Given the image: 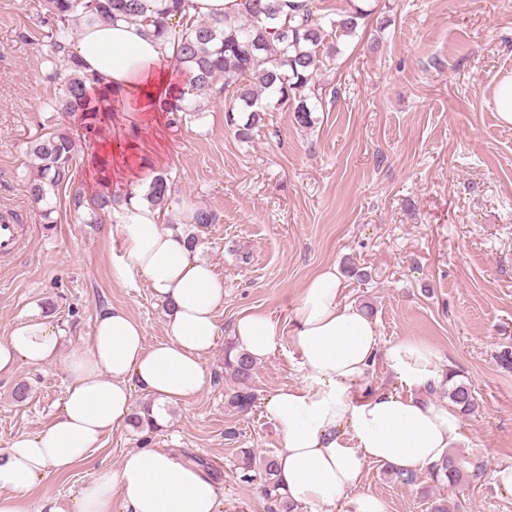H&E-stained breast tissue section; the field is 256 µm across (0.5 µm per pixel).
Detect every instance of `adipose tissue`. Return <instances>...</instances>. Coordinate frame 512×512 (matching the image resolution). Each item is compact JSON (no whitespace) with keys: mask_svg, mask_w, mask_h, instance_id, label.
I'll use <instances>...</instances> for the list:
<instances>
[{"mask_svg":"<svg viewBox=\"0 0 512 512\" xmlns=\"http://www.w3.org/2000/svg\"><path fill=\"white\" fill-rule=\"evenodd\" d=\"M73 52L86 71L126 100L129 111H145L149 101L175 89L174 49L148 36L144 24L82 26ZM130 189L115 275L146 279L168 305L166 338L146 346L141 324L125 310L111 307L98 314L86 350L65 361L59 415L40 433L0 448V512H26L23 494L46 474L85 463L105 434L127 425L133 388L161 402L182 403L205 385L200 357L219 333L224 285L201 259L199 246L162 229L160 210L142 198L144 184L131 183ZM341 286L335 267H326L306 285L293 327L245 311L235 319L233 334L239 349L258 362L273 353L279 336L290 335L306 370L300 385L277 390L266 401L284 440L277 460L289 497L306 506L340 503L344 512H386L382 500L362 489L365 465L422 471L459 440L460 418L452 408L412 396L443 377L434 351L410 340L382 346L374 322L357 307L340 304ZM61 339L49 316L34 308L0 344V376L12 374L21 361L54 362ZM381 356L401 392L359 393ZM116 491L126 512H216L218 504L216 484L195 464L143 448L128 453L118 468H98L77 492L71 512H112Z\"/></svg>","mask_w":512,"mask_h":512,"instance_id":"obj_1","label":"adipose tissue"}]
</instances>
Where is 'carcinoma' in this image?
I'll use <instances>...</instances> for the list:
<instances>
[{
  "label": "carcinoma",
  "instance_id": "cac0c4a2",
  "mask_svg": "<svg viewBox=\"0 0 512 512\" xmlns=\"http://www.w3.org/2000/svg\"><path fill=\"white\" fill-rule=\"evenodd\" d=\"M189 0H46L50 30L43 60L49 76L59 85L58 95L46 102L54 111L73 115L77 128L57 129L30 141V154L37 160V173L27 182V193L36 205L72 182L77 166L78 144L88 149L86 161L95 174L110 167V159L95 153L99 144L112 140V128L122 124L123 99L97 78L83 72L77 56L64 53L80 25L124 19L143 22L147 35L176 46L173 61L190 76L188 91L176 96H161L152 102V111L177 125L199 111V103L222 97L227 124L241 142L252 138L263 115L272 105L292 107L295 120L304 126L312 123V112L322 98L316 86L320 72L335 64L340 53L337 40L353 37L367 16L359 6L332 18L318 14L311 0H240L237 13L224 17L201 18L186 10ZM176 192L175 179L165 172L154 174L144 194L153 207H169ZM127 194L104 184L91 196L72 193L74 212L86 208L91 213L110 214L126 204ZM257 367L250 355L230 344L224 351V370L237 385L230 404L246 411L255 401L251 382ZM448 388L443 393L463 414L477 407L474 390L446 373ZM129 425L138 433L152 434L159 429L152 404L132 413ZM241 478L264 481L271 501V512H295L297 505L280 492L275 455L261 461L245 451L240 466ZM435 483L458 484L463 477L457 459L445 455L429 466Z\"/></svg>",
  "mask_w": 512,
  "mask_h": 512
}]
</instances>
